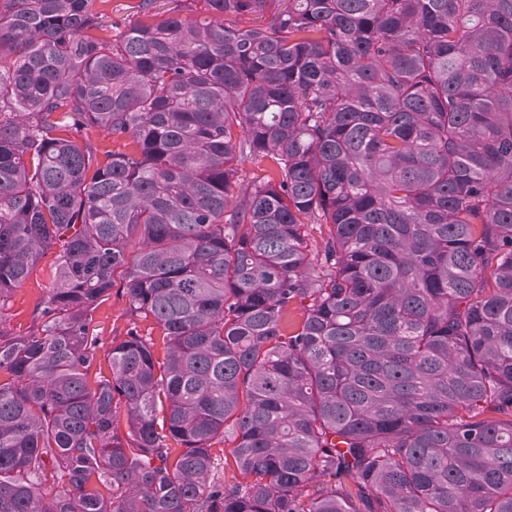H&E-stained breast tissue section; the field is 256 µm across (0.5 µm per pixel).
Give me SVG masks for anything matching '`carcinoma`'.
<instances>
[{
	"label": "carcinoma",
	"mask_w": 512,
	"mask_h": 512,
	"mask_svg": "<svg viewBox=\"0 0 512 512\" xmlns=\"http://www.w3.org/2000/svg\"><path fill=\"white\" fill-rule=\"evenodd\" d=\"M95 2L0 0V512H512V0ZM56 248L48 251L36 264L27 280L16 288L8 309L3 327L12 332H26L32 325L31 316L42 302L53 283V271L57 254ZM117 287L112 289V296L101 304L93 315V325L101 338L100 362L105 373L108 372V359L112 346L120 343L126 331L133 325L144 336H152L157 344L161 343L160 331L152 317L133 318L127 313L128 303L124 290L116 277ZM235 445L233 438L226 436L224 443L221 442L212 448L213 456L217 459L218 476L227 483L242 480L232 456V449Z\"/></svg>",
	"instance_id": "1"
}]
</instances>
